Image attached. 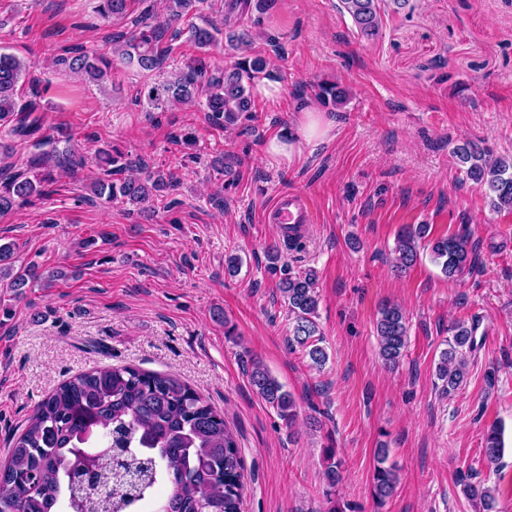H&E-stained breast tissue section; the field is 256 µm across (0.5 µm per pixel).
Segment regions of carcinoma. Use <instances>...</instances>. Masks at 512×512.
<instances>
[{
  "label": "carcinoma",
  "mask_w": 512,
  "mask_h": 512,
  "mask_svg": "<svg viewBox=\"0 0 512 512\" xmlns=\"http://www.w3.org/2000/svg\"><path fill=\"white\" fill-rule=\"evenodd\" d=\"M204 0H166V12L146 14L135 29L112 36V56L75 50L58 58L69 73L89 84L101 85L112 78L114 61L142 72H159L166 63L167 40L182 38L196 52L182 66L166 72L162 80L141 88L139 97L148 108L167 101L184 104L205 99L210 123L230 127L244 116L256 119L252 94L255 80L284 79L276 74L271 56L255 49L248 31L240 28L241 13L272 9L276 0H228L224 24L199 14ZM358 34L372 39L379 33L381 8H405L409 0H340ZM128 0H100L98 14L108 21L126 14ZM236 53L228 67L212 62L210 52L220 43ZM28 74L26 62L0 51V122L20 141H43L50 149L27 160L25 169L0 181V217L49 197L55 172L85 166L76 153L73 137L62 127L45 128L44 91L31 85L30 96L19 90ZM315 98L324 106L338 108L346 92L333 82L313 84ZM452 154L467 165L466 176L484 190L490 207L512 212V157L489 158L488 151L468 141ZM98 172L89 191L93 197L154 206L155 200L175 190L174 176L149 166L139 155L100 148ZM429 234V225L406 227L396 238L395 267L405 272L419 259L418 243ZM469 234L436 239L432 260L452 279L471 266ZM14 249L0 245V288L21 298L27 288H51L66 277L61 270L44 272L33 262H13ZM316 279L309 272L286 273L278 289L293 315L289 342L305 351L316 365L327 355L319 346L314 320L318 306ZM475 324L455 321L448 332V348L436 366L443 392L457 390L468 375L466 352L475 348ZM379 355L388 366L399 363L408 346V322L401 308L386 305L376 321ZM250 383L256 393L276 410L286 424L297 416L295 397L253 359ZM504 452L502 429L496 425L484 432L481 453L495 466ZM387 449L377 453L373 495L384 503L395 492L397 477L384 466ZM324 474L331 489L340 480L341 460L336 449H323ZM112 485V495L128 505L145 496L150 512H242L245 490L244 465L239 448L221 416L203 397L178 378L116 366L80 373L58 385L34 408L20 433L13 436L6 462L0 466V512H93L118 508L110 501L96 502L92 489ZM166 495L154 493L157 486ZM466 498L479 512H493L496 489L483 481L463 483Z\"/></svg>",
  "instance_id": "cac0c4a2"
}]
</instances>
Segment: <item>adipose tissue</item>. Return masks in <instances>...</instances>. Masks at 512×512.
Instances as JSON below:
<instances>
[{"mask_svg":"<svg viewBox=\"0 0 512 512\" xmlns=\"http://www.w3.org/2000/svg\"><path fill=\"white\" fill-rule=\"evenodd\" d=\"M331 128V122L315 106L304 105L288 129L267 141L264 156L269 163L290 165L302 155L306 147L325 139Z\"/></svg>","mask_w":512,"mask_h":512,"instance_id":"ef3b65f1","label":"adipose tissue"}]
</instances>
